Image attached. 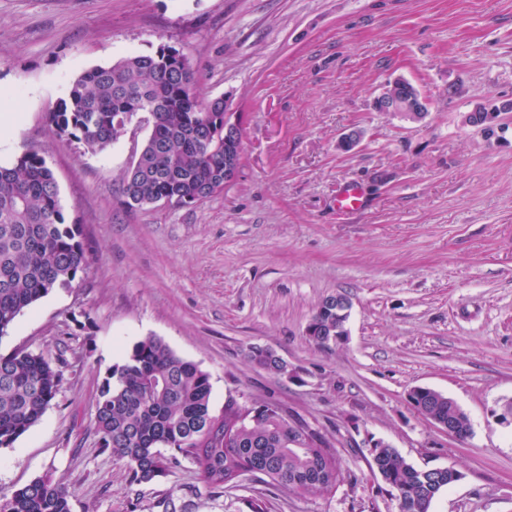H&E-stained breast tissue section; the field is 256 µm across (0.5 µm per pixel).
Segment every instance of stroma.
I'll use <instances>...</instances> for the list:
<instances>
[{
  "label": "stroma",
  "mask_w": 512,
  "mask_h": 512,
  "mask_svg": "<svg viewBox=\"0 0 512 512\" xmlns=\"http://www.w3.org/2000/svg\"><path fill=\"white\" fill-rule=\"evenodd\" d=\"M183 53L202 97L228 98L244 155L224 193L195 207L122 204L148 124L98 154L55 140L46 115L82 72L160 45ZM416 86L418 122L373 102ZM512 101V0H0V113L15 116L0 165L39 148L89 266L25 309L0 354H44L63 373L41 420L0 448V488L50 477L72 512H398L370 464L381 440L461 480L429 512H512V116L494 135L465 121ZM352 129L362 138L338 146ZM351 183L363 204L342 212ZM347 295V337L306 328ZM155 336L210 375L211 406L269 402L321 433L332 492L243 481L212 492L188 460L145 485L104 450L99 390ZM293 369L252 364L250 346ZM453 399L463 440L423 418L415 387Z\"/></svg>",
  "instance_id": "1"
}]
</instances>
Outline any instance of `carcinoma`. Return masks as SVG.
<instances>
[{
    "mask_svg": "<svg viewBox=\"0 0 512 512\" xmlns=\"http://www.w3.org/2000/svg\"><path fill=\"white\" fill-rule=\"evenodd\" d=\"M511 110L503 103L466 120L491 133L489 114ZM141 112L151 114V132L123 177L122 197L143 206L169 196L195 206L224 188V140L216 136L224 124V98H201L195 72L166 57L162 47L83 72L46 120L57 139L97 153ZM80 236L79 227L66 222L57 181L41 150L0 166V336L24 309L85 271L89 255ZM311 322L324 330L334 327L336 310L321 304ZM247 356L273 374L285 369L260 346L250 347ZM61 381V370L40 353L16 349L0 355V448L37 424ZM211 390L208 372L161 339L145 337L112 368L99 391L94 424L101 446L125 464L133 484L165 476L182 456L214 491L241 472L293 491L334 489L320 477L339 467L323 437H318L321 447L305 446L302 435L262 403L245 413L236 441L227 445L224 417L211 410ZM409 396L425 419L451 416L460 438L470 435L467 416L447 396L423 387ZM377 463L383 483L409 504L407 512H428L436 495L461 476L450 466L425 474L393 447L380 449ZM71 497L67 488L39 477L17 489H0V512H71Z\"/></svg>",
    "mask_w": 512,
    "mask_h": 512,
    "instance_id": "carcinoma-1",
    "label": "carcinoma"
}]
</instances>
